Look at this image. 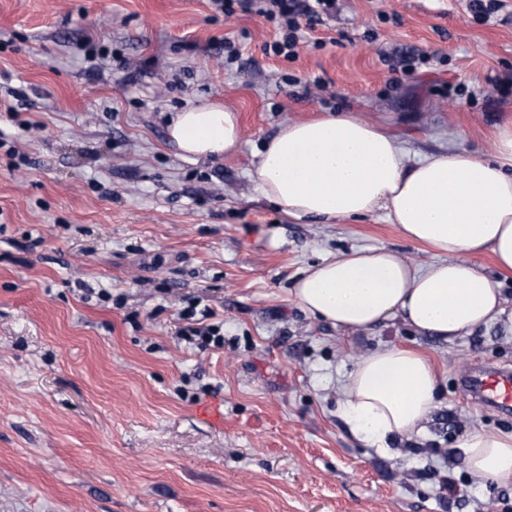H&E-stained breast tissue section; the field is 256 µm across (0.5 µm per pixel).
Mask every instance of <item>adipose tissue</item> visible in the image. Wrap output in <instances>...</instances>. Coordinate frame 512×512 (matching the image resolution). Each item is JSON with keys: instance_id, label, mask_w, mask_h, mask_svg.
I'll list each match as a JSON object with an SVG mask.
<instances>
[{"instance_id": "adipose-tissue-1", "label": "adipose tissue", "mask_w": 512, "mask_h": 512, "mask_svg": "<svg viewBox=\"0 0 512 512\" xmlns=\"http://www.w3.org/2000/svg\"><path fill=\"white\" fill-rule=\"evenodd\" d=\"M167 137L185 156L219 158L238 147L239 116L219 102L192 104L170 115ZM495 144L489 159L460 148L411 164L398 137L378 123L324 114L282 125L252 172L265 198L295 219L380 212L435 253L422 266L384 248L323 259L296 281L299 307L347 331L399 318L447 342L482 325L512 323L494 280L512 277V120L497 127ZM485 255L494 273L479 264ZM437 383L420 349L378 347L350 371L340 414L356 436L383 450L394 436L424 430ZM462 448L476 483L512 486V432L476 430Z\"/></svg>"}]
</instances>
